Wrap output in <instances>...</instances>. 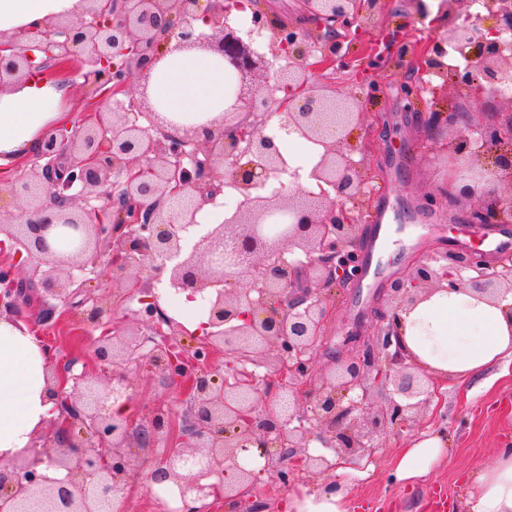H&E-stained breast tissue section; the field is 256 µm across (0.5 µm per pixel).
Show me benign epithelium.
I'll return each instance as SVG.
<instances>
[{
	"label": "benign epithelium",
	"instance_id": "obj_1",
	"mask_svg": "<svg viewBox=\"0 0 512 512\" xmlns=\"http://www.w3.org/2000/svg\"><path fill=\"white\" fill-rule=\"evenodd\" d=\"M385 0H305L300 19L253 12L255 29L242 37L224 0H84L81 14L33 24L0 35V90L29 78L38 68L69 70L98 93L94 124L47 135L36 152L45 160L19 171L7 191L25 198L17 224L0 222V244L16 259L46 266L39 287L68 301L56 272L67 282L74 271L95 272L96 244L112 242L106 266L123 282L126 298L139 304L134 318L150 334L129 337L105 328L107 310L95 305L84 323L104 332L95 342L101 367H112L102 386L87 371L53 389L58 416L49 445L0 461V512H101L134 477L148 490L169 481L181 500L196 492L204 512L216 496L235 505L241 487L260 471L274 485H288L307 472L331 477L337 460L372 462L374 437L412 428L416 408L436 397L431 378L397 336L398 312L418 293L462 286L488 296L512 292V259L490 263L482 250L434 254L390 282L387 310L377 315L373 336L359 319L339 336L343 358L324 370L318 359L331 335L328 292L353 286L359 276V231L369 217L372 194L367 163L345 151L369 113L360 101L330 81L323 69H355L343 45L361 36ZM448 37L437 41L426 67L462 94L512 86V0H440ZM209 27L201 33L197 21ZM268 36L266 51L254 47ZM372 64L400 67L412 46L385 36ZM205 47L224 57L238 74L235 103L220 121L183 135L162 125H140L141 115L116 97L132 75L150 81L152 66L173 51ZM282 91L284 96L275 93ZM285 115L284 127L322 146L310 173L318 191L282 181L285 160L266 133L269 112ZM453 161L444 193L469 200L467 222L512 223V123L458 121L448 116ZM279 187L266 192L270 181ZM243 200L202 235L185 242L196 216L216 202L222 188ZM167 275V285L193 299L209 287L205 337L187 344L185 327L162 308L160 296L143 286ZM14 265L0 267V306L16 305L20 288ZM232 359L224 382L212 365L218 352ZM156 371L178 383L190 400L182 429L172 408L161 403L135 425L113 409L125 407L132 376ZM387 394L380 409L374 397ZM137 426L138 444L156 447L180 431L182 451L163 453L138 471L121 451ZM318 441L330 455L312 454ZM63 469L52 479L39 466ZM212 483L203 484L201 480Z\"/></svg>",
	"mask_w": 512,
	"mask_h": 512
}]
</instances>
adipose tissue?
Instances as JSON below:
<instances>
[{"label":"adipose tissue","mask_w":512,"mask_h":512,"mask_svg":"<svg viewBox=\"0 0 512 512\" xmlns=\"http://www.w3.org/2000/svg\"><path fill=\"white\" fill-rule=\"evenodd\" d=\"M80 0H0V32L77 13ZM234 83L219 55L195 48L167 55L151 70L149 98L160 118L189 128L220 118L234 102ZM65 88L28 79L0 92V167L35 153L44 132L60 125ZM282 116L268 131L288 167L306 188L319 162L320 145L287 132ZM401 339L418 363L444 380L477 378L512 358V295L492 300L457 288L421 294L402 314ZM47 354L29 326L0 314V459L31 448L34 437L56 415L49 397ZM446 441L433 434L396 459L392 476L406 482L426 474L447 456ZM471 512H512V448L500 449L491 465L475 474ZM287 512H348V491L321 484L314 491L292 487Z\"/></svg>","instance_id":"obj_1"}]
</instances>
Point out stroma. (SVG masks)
I'll list each match as a JSON object with an SVG mask.
<instances>
[{
  "mask_svg": "<svg viewBox=\"0 0 512 512\" xmlns=\"http://www.w3.org/2000/svg\"><path fill=\"white\" fill-rule=\"evenodd\" d=\"M399 25L419 46L448 32L446 17L419 16L414 0H388L386 11L367 35L374 38ZM407 78L403 69L379 73V90L371 97L350 73L338 71L331 76L337 86L361 101L365 111L382 117L378 126L358 130L357 135L370 139L376 146L370 179L374 189L371 208L384 210L385 222L390 227V247L384 259L391 279L402 276L411 264L427 254L448 251L450 242L467 236L464 218L469 204L465 201L453 205L440 201L434 213L419 223L409 222L405 216L406 211L419 206L423 197L437 192L448 181L450 157L442 152L441 146L449 136L428 123L435 100L447 101L455 110L481 120L512 116V108L500 98L489 94L475 98L450 90L436 97L422 94L414 109H404L396 97V88ZM90 289L110 311L112 324L129 333H145V326L131 315L124 291L105 272L95 274ZM40 309L41 291L34 288L29 299L20 300L13 315L28 323L50 348L56 373L92 369L96 334L79 324L83 304H71L48 322L42 320ZM437 399V405L419 411L414 431L404 436H377L375 461L345 474L344 479L351 486L350 512H360L364 507L376 508L377 512L382 507L389 512H427L428 493L439 486L448 489L450 512H466L474 471L492 463L498 449L512 446V362L466 383H445L438 388ZM186 401L177 385L156 374H143L135 379L129 409L140 419L163 402L180 414L186 409ZM437 432L443 433L448 441L445 461L409 484L391 483L388 474L402 450Z\"/></svg>",
  "mask_w": 512,
  "mask_h": 512,
  "instance_id": "stroma-1",
  "label": "stroma"
}]
</instances>
